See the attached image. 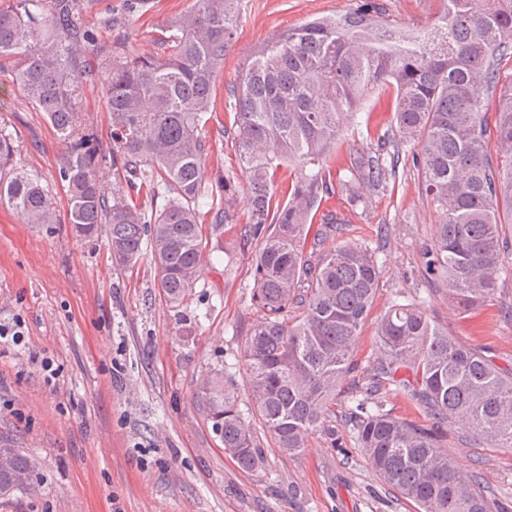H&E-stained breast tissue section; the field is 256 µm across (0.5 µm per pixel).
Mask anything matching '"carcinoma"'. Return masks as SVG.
<instances>
[{
  "label": "carcinoma",
  "mask_w": 512,
  "mask_h": 512,
  "mask_svg": "<svg viewBox=\"0 0 512 512\" xmlns=\"http://www.w3.org/2000/svg\"><path fill=\"white\" fill-rule=\"evenodd\" d=\"M239 0H194L162 29L160 52H98L82 26L81 0H10L0 4V70L22 103L44 113L64 145L58 174L66 189L68 224L80 239L106 234L122 268L153 245L167 302L180 305L203 269V208L214 223H233L244 204V237L258 242L254 298L260 319L246 332L243 359L258 415L277 448L295 455L319 430L334 434L336 394L354 370L362 324L382 283L373 251L337 245L316 262L305 253L322 195L335 189L350 206H367L396 177L402 147L413 155L424 192L439 217L425 271L441 279L461 312L494 296L512 264L502 224H512V0H439L430 29L398 27L380 0H360L343 15L315 17L289 28L249 58L230 90L234 147L248 178L244 200L224 180V206L204 198V118L239 24ZM103 94L112 149L86 132L78 99L87 87ZM393 86L396 127L372 147L352 148L333 184L326 159L344 122L366 94ZM17 146L0 128V205L26 224L55 223V199L41 178L13 163ZM298 162L281 197L274 174ZM112 168V194L101 172ZM167 200L154 216L130 191ZM378 350L363 397L350 399L356 441L379 478L419 512H509L441 444L446 429L473 442L512 450V367H500L431 322L426 302L396 303L377 324ZM383 391L423 407L430 425L376 407ZM197 398L237 465L254 472L264 455L224 373L201 380ZM34 461L0 448V505L36 490Z\"/></svg>",
  "instance_id": "cac0c4a2"
}]
</instances>
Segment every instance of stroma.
Returning a JSON list of instances; mask_svg holds the SVG:
<instances>
[{
	"label": "stroma",
	"instance_id": "obj_1",
	"mask_svg": "<svg viewBox=\"0 0 512 512\" xmlns=\"http://www.w3.org/2000/svg\"><path fill=\"white\" fill-rule=\"evenodd\" d=\"M194 0H83L82 19L101 51L156 53L162 27ZM399 25L420 28L437 17L438 0H385ZM358 0H240L235 45L217 79L216 105L203 128L207 181L245 185L233 153L229 91L246 58L278 32L307 19L355 10ZM120 18L106 28L107 16ZM396 90L367 96L348 120L328 160L342 170L352 147H366L395 128ZM86 128L99 148L112 147L100 91L81 99ZM19 146V166L53 189L56 222L26 224L0 206V322L18 320L25 352L0 356V447L38 461L39 488L23 512H418L383 484L357 446L347 420L352 381L336 397V432H316L308 448L282 453L263 427L245 387V332L261 312L253 301L254 244L243 224L202 219L204 268L190 297L170 305L150 259L123 269L112 262L106 235L80 241L70 231L58 175L62 145L43 113L21 106L8 73H0V128ZM414 151L400 153L397 175L368 208L350 207L342 193L322 201L339 225L333 244L375 250L384 285L364 321L355 353L357 374L375 357L378 320L397 302L426 297L431 320L449 336L512 366V275L493 299L472 312L452 306L441 280L424 278V255L438 216L422 188ZM52 360L47 379L31 353ZM222 371L237 385L240 408L264 450L265 468L242 470L224 452L196 399L207 374ZM464 470L482 478L512 512V451L475 445L459 433L444 441Z\"/></svg>",
	"mask_w": 512,
	"mask_h": 512
}]
</instances>
